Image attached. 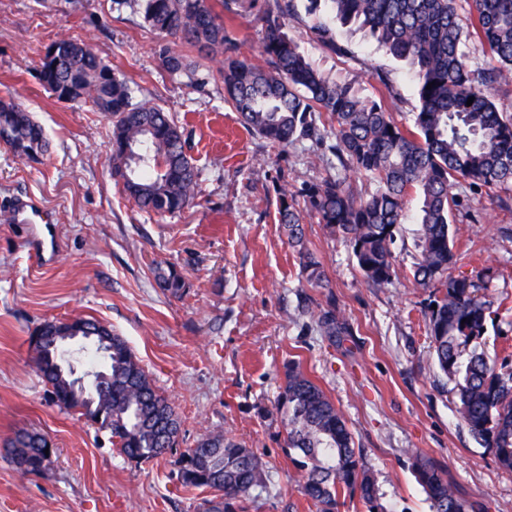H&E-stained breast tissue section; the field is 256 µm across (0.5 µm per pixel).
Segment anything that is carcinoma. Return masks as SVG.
I'll return each mask as SVG.
<instances>
[{"label":"carcinoma","mask_w":512,"mask_h":512,"mask_svg":"<svg viewBox=\"0 0 512 512\" xmlns=\"http://www.w3.org/2000/svg\"><path fill=\"white\" fill-rule=\"evenodd\" d=\"M295 2L113 0L118 10L136 11L155 34L207 57L224 56V100L247 129L274 147L307 142L311 155L336 159L334 173L320 180L290 183L283 173L273 180L278 223L298 248L311 287H324L325 273L305 245L304 215L341 234L364 278L378 285L399 277L391 245L400 225H415L412 279L432 289L427 333L435 362L456 380L459 420L502 468L512 471V366L490 361L482 349L494 311L478 294L477 282L448 275L461 260L451 225L459 202L453 190L512 183V113L499 109L489 95L492 86L512 80V0H329L343 23L365 31L410 66L418 100L411 126L392 117L388 98L394 88L388 81H382L379 95L363 96L303 55L287 32ZM252 12L263 31L258 63L239 58L241 41L232 26L235 17ZM312 28L330 50L348 53L320 18L312 19ZM468 43L489 59L488 65L464 50ZM37 52L38 78L56 98L75 85L78 92L69 102L112 117V177L128 199L161 216L194 202L200 173L173 117L157 105L133 101L126 79L82 39H57ZM158 56L170 73L193 65L168 44ZM0 142L30 161L48 150L42 127L12 100L0 99ZM354 174L368 182L366 191L357 189ZM411 195L419 200L413 215L407 206ZM156 280L174 297L186 290L185 278L172 265L156 267ZM314 318L327 336L341 331L331 295ZM35 362L56 403L110 431L127 459L154 460L176 447L180 421L173 405L118 334H112L107 357H97L96 368L112 386L103 407L90 392L76 393L67 385L47 344H41ZM277 411L288 447L299 451L303 490L317 512H337L343 493L358 497L367 512H385L345 418L294 362L286 367ZM47 448H52L48 438L21 432L10 452L23 473L38 474L45 469ZM411 458L433 512H485L461 495L440 464L418 452ZM178 479L186 489L221 493L204 501L202 512H247L266 474L252 449L215 433L181 454Z\"/></svg>","instance_id":"cac0c4a2"}]
</instances>
